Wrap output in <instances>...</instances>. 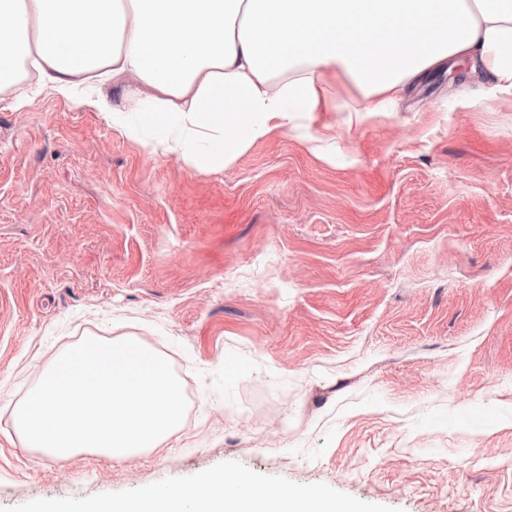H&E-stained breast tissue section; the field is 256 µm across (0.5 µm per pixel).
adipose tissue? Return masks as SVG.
<instances>
[{
  "mask_svg": "<svg viewBox=\"0 0 512 512\" xmlns=\"http://www.w3.org/2000/svg\"><path fill=\"white\" fill-rule=\"evenodd\" d=\"M470 64V92L512 95V0H0V88L79 96L86 82L127 75L123 106L164 147L206 170L234 161L251 140L338 108L353 86L357 109L393 111L430 71ZM43 512H350L317 491L271 489L207 476L132 500L46 506Z\"/></svg>",
  "mask_w": 512,
  "mask_h": 512,
  "instance_id": "adipose-tissue-1",
  "label": "adipose tissue"
}]
</instances>
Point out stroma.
<instances>
[{
    "instance_id": "stroma-1",
    "label": "stroma",
    "mask_w": 512,
    "mask_h": 512,
    "mask_svg": "<svg viewBox=\"0 0 512 512\" xmlns=\"http://www.w3.org/2000/svg\"><path fill=\"white\" fill-rule=\"evenodd\" d=\"M464 80L211 171L0 92V512L225 474L354 512H512V97ZM91 335L171 364L192 416L162 447L59 462L14 433Z\"/></svg>"
}]
</instances>
